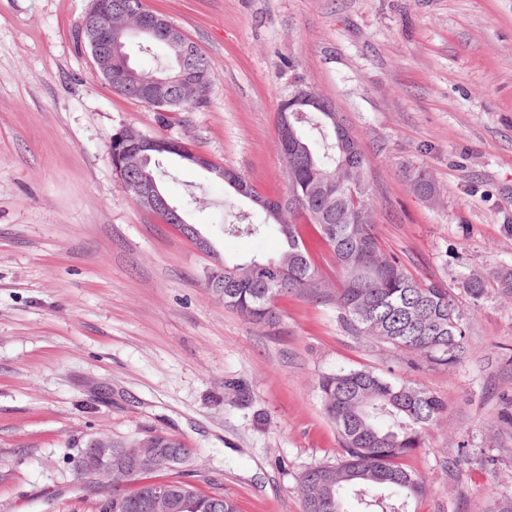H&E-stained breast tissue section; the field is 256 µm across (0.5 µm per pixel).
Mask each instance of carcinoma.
<instances>
[{
    "instance_id": "carcinoma-1",
    "label": "carcinoma",
    "mask_w": 512,
    "mask_h": 512,
    "mask_svg": "<svg viewBox=\"0 0 512 512\" xmlns=\"http://www.w3.org/2000/svg\"><path fill=\"white\" fill-rule=\"evenodd\" d=\"M137 37L122 39L121 55L112 61V89L138 100L121 82L124 61L130 59ZM174 100L158 105L160 112H181L204 100L188 91L173 92ZM279 103L277 147L286 170L288 195L302 198L296 210L275 217L278 200L251 190L252 207L263 213L256 224L240 212L223 225L227 235L262 236L270 227L279 239L276 255H256L245 261L220 260L204 272L205 282L224 279V287L211 288L224 306L255 324L279 318L275 300L283 295L312 297L336 306L337 320L351 336L387 344L400 351L442 365L460 362L468 341L455 297L442 283L416 278L402 262L386 255L376 232V209L367 177L364 152L344 161L336 129L322 112H285ZM150 155L139 167L137 160ZM195 151L182 143L181 151L158 150L133 136L112 135L110 158L114 170L131 178L149 174L159 181L160 160L176 157L192 165ZM317 236L332 253L339 271L336 288L328 285L313 264L306 237ZM464 289L477 302L486 294L481 278H469ZM317 389L324 411L335 425L344 454L334 463L308 468L300 479L303 512H413L412 505L426 492L421 477L401 460L423 444L427 430L445 406L434 394L392 381L373 370L350 369L318 377ZM160 468L149 463L120 492L112 493V512H139L138 501L157 481ZM175 476L166 483L201 502L222 501V512H239L236 501L220 492L203 494L179 479L182 467H167Z\"/></svg>"
}]
</instances>
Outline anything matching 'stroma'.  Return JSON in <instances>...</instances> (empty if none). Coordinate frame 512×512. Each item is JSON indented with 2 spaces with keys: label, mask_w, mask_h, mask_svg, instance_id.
<instances>
[{
  "label": "stroma",
  "mask_w": 512,
  "mask_h": 512,
  "mask_svg": "<svg viewBox=\"0 0 512 512\" xmlns=\"http://www.w3.org/2000/svg\"><path fill=\"white\" fill-rule=\"evenodd\" d=\"M207 58L205 104L158 112L94 76L91 0H0V512H94L75 464L95 435L162 432L197 449L186 476L240 512H303L299 479L342 454L318 377L376 370L445 411L406 464L418 512L512 499V298L472 276L512 269V0H146ZM335 103L368 161L378 237L443 282L469 343L452 366L346 333L322 300L257 326L206 287L213 260L141 209L112 168L131 126L188 142L263 196L287 191L281 100ZM161 189L221 256L272 254L224 235L246 199L164 161ZM426 175L433 199L412 179Z\"/></svg>",
  "instance_id": "stroma-1"
}]
</instances>
